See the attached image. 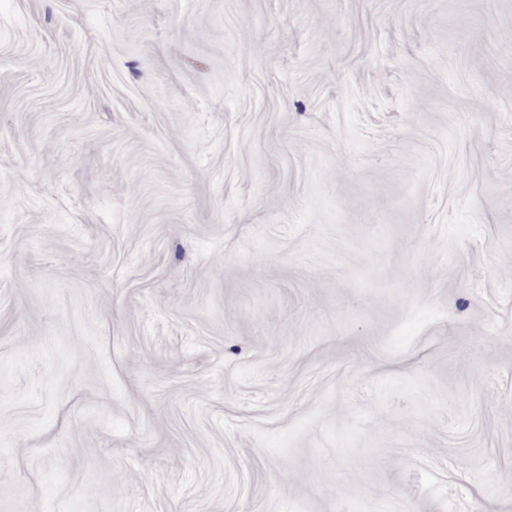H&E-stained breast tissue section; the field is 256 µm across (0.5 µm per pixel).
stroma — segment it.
Listing matches in <instances>:
<instances>
[{
  "label": "stroma",
  "instance_id": "35a3bbf8",
  "mask_svg": "<svg viewBox=\"0 0 512 512\" xmlns=\"http://www.w3.org/2000/svg\"><path fill=\"white\" fill-rule=\"evenodd\" d=\"M0 512H512V0H0Z\"/></svg>",
  "mask_w": 512,
  "mask_h": 512
}]
</instances>
